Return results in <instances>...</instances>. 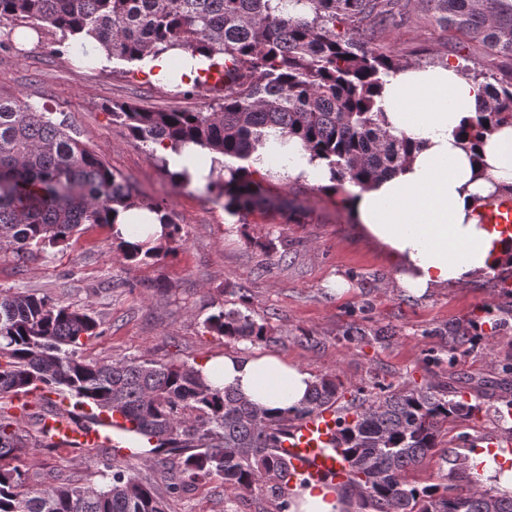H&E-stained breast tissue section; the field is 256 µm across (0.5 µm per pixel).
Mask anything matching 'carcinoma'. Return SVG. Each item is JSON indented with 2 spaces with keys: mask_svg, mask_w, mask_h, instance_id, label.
Returning a JSON list of instances; mask_svg holds the SVG:
<instances>
[{
  "mask_svg": "<svg viewBox=\"0 0 512 512\" xmlns=\"http://www.w3.org/2000/svg\"><path fill=\"white\" fill-rule=\"evenodd\" d=\"M411 0H0V24L48 27L75 47L91 37L108 62L124 61L145 72L144 62L171 50L210 60L189 89L167 82L177 94L221 91L209 112L146 111L112 105V120L133 140L163 145L176 154L192 144L213 154L206 189L236 215L268 204L257 171L242 162L274 135L295 139L326 161L339 185L362 187L393 173L412 149L410 140L381 124L374 94L400 63L367 47L373 36L403 17ZM425 18L448 33L476 42L489 54L512 61V0H418ZM464 65L480 83L484 99L467 129L468 140L512 124V80L489 81ZM221 80L211 85L213 73ZM66 118L49 104L35 106L0 92V251L19 258L69 242L84 224H111L117 207L144 206L159 215L165 233L158 245L130 252L113 247L131 263L156 261L184 243L183 225L167 207L143 204L130 182L117 177L100 156L70 134ZM235 159L233 167L217 155ZM229 175H224V172ZM101 322L88 309L60 305L29 291L0 289V399L32 390L67 394L78 405L118 414L125 431L148 441L137 463L111 466L102 486L33 482L20 464L31 437L19 418L0 405V512H166L178 496L213 475L239 496L277 500L289 512L288 462L277 452L291 422L334 408L336 441L345 450L348 489L356 512H512V492L481 485L467 453L448 457L443 445L456 422L491 414L512 419V398L484 407L450 398L438 385L362 387L338 405L344 385L332 374L315 378L302 406L271 416L230 388L209 384L185 362L143 357L111 362L79 355L100 335ZM208 331L252 345L273 341L270 327L239 308L224 307L205 320ZM389 329L351 326L344 337ZM484 340L465 328L449 333L448 361ZM50 401L37 400L27 417L43 433ZM441 453L443 482L422 485L409 473ZM170 454L172 474L159 490L139 476L138 465Z\"/></svg>",
  "mask_w": 512,
  "mask_h": 512,
  "instance_id": "carcinoma-1",
  "label": "carcinoma"
}]
</instances>
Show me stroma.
<instances>
[{"mask_svg": "<svg viewBox=\"0 0 512 512\" xmlns=\"http://www.w3.org/2000/svg\"><path fill=\"white\" fill-rule=\"evenodd\" d=\"M60 35L43 30L22 51L0 50V87L40 104L51 99L64 111L80 140L113 173L129 179L141 200L165 203L184 227L175 255L148 264L128 263L112 250L107 224H85L67 245L34 259L0 253V289L35 291L63 305L91 309L101 322L100 336L82 348L84 358L109 361L145 356L191 365L227 352L223 338L205 329L204 320L219 308L247 303L257 321L271 327L277 343L266 350L300 364L313 377L336 375L346 389L373 381L414 386L482 380L489 392L512 387V317L502 318V284L489 274L424 298L398 287L397 269L387 248L366 235L339 203L340 196L312 184L266 175L271 204L245 219L230 215L212 196L192 186L175 185L152 160L145 146L114 122L112 104L128 102L150 111H206L212 97L172 95L149 87L136 66L111 62L108 69L82 63L76 50L57 54ZM374 47L403 64L428 66L469 56L494 76L512 69L494 67L475 45L462 46L426 22L417 5L407 19L378 35ZM349 284L337 293L332 276ZM165 290H157V283ZM476 319L502 326L489 346H478L454 364L427 363L430 351L443 350L444 332ZM386 327L387 344L351 342L347 324ZM75 452L32 443L22 457L32 478L101 482L107 465L123 464L111 448H96L75 461ZM167 512H277L268 498L242 497L211 476L196 488L168 498Z\"/></svg>", "mask_w": 512, "mask_h": 512, "instance_id": "1", "label": "stroma"}]
</instances>
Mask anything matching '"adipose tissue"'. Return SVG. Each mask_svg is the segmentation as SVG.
<instances>
[{
    "mask_svg": "<svg viewBox=\"0 0 512 512\" xmlns=\"http://www.w3.org/2000/svg\"><path fill=\"white\" fill-rule=\"evenodd\" d=\"M482 100V87L453 63L399 67L376 98L387 129L407 136L415 150L394 173L351 188L343 205L369 237L387 247L399 287L413 296L493 273L512 259V241L482 224L476 209L496 185L512 184V125L475 142L460 136ZM281 174L332 184L326 164L294 139ZM112 232L131 245H154L164 228L157 214L134 208L118 210ZM201 372L213 386L233 388L274 414L299 407L314 382L281 356L244 350L206 361Z\"/></svg>",
    "mask_w": 512,
    "mask_h": 512,
    "instance_id": "obj_1",
    "label": "adipose tissue"
}]
</instances>
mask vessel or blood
I'll return each mask as SVG.
<instances>
[{
  "label": "vessel or blood",
  "mask_w": 512,
  "mask_h": 512,
  "mask_svg": "<svg viewBox=\"0 0 512 512\" xmlns=\"http://www.w3.org/2000/svg\"><path fill=\"white\" fill-rule=\"evenodd\" d=\"M482 223L512 231V198L493 199L481 211ZM84 408L65 409L58 413L51 426L54 441L67 449L100 447L106 429H113V447H122V434L116 433L115 420L109 415L98 416L95 422H83ZM334 410H323L295 421L284 434L280 453L287 458L292 477L310 485L327 482L344 485L349 463L334 440L336 433Z\"/></svg>",
  "instance_id": "obj_1"
}]
</instances>
